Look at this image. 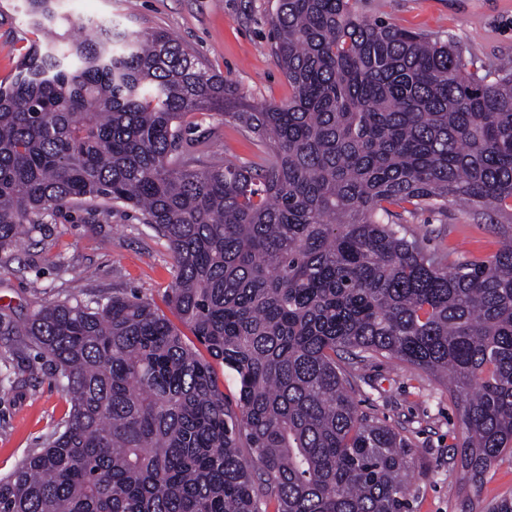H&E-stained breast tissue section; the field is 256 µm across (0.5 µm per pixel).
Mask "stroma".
Instances as JSON below:
<instances>
[{
  "mask_svg": "<svg viewBox=\"0 0 512 512\" xmlns=\"http://www.w3.org/2000/svg\"><path fill=\"white\" fill-rule=\"evenodd\" d=\"M275 0H59L70 34L88 22L176 36L210 71L224 75L240 96L260 106L287 102L292 90L273 53L269 17ZM359 16L437 34L466 55L492 63L512 57V0H357ZM35 35L22 0H0V82L10 83ZM210 133L204 162L254 160L251 134L232 119L204 115ZM41 233L21 242L11 263L0 266V319L21 321L57 300L137 295L165 308L173 279L167 244L142 224L138 213L115 206L101 211L75 202L45 213ZM430 246L459 260L497 252L500 236L472 212L451 208L447 218L416 216ZM24 362V389L0 392V477L13 472L70 411V402L45 373L35 350L0 332V379ZM360 409L399 430L412 447L409 498L412 512H459L463 481L450 455L463 437L448 390L433 376L394 359L354 364Z\"/></svg>",
  "mask_w": 512,
  "mask_h": 512,
  "instance_id": "stroma-1",
  "label": "stroma"
}]
</instances>
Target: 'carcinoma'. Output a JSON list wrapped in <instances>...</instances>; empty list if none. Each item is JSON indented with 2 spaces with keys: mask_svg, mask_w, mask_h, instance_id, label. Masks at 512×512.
<instances>
[{
  "mask_svg": "<svg viewBox=\"0 0 512 512\" xmlns=\"http://www.w3.org/2000/svg\"><path fill=\"white\" fill-rule=\"evenodd\" d=\"M353 2L275 0L292 95L255 108L164 32L67 39L57 0H25L39 38L0 84V262L51 209L129 206L208 356L135 296L10 325L72 409L0 478V512H411V446L340 365L375 356L448 384L474 512L512 456V62ZM202 110L252 133L257 160L196 168ZM456 205L503 234L492 259L452 261L408 221Z\"/></svg>",
  "mask_w": 512,
  "mask_h": 512,
  "instance_id": "obj_1",
  "label": "carcinoma"
}]
</instances>
